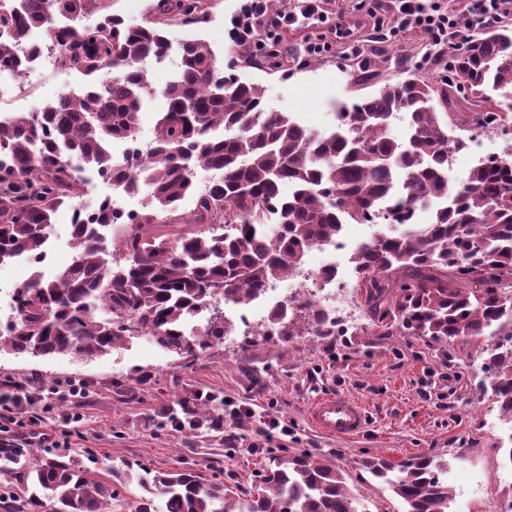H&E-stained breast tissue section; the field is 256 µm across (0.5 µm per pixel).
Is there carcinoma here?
Listing matches in <instances>:
<instances>
[{
  "label": "carcinoma",
  "instance_id": "cac0c4a2",
  "mask_svg": "<svg viewBox=\"0 0 512 512\" xmlns=\"http://www.w3.org/2000/svg\"><path fill=\"white\" fill-rule=\"evenodd\" d=\"M203 0H157L155 18L128 25L109 0H0V66L17 67L32 27L58 66L90 78L35 112L0 117V267L24 254L44 256L45 227L81 195L80 173L100 170L127 193L148 188L146 203L119 218L101 210L107 241L84 224L71 236L75 257L53 277L34 274L14 291L16 315L0 320V351L90 356L149 336L180 356L229 331L217 300L247 302L300 269L309 248L365 224L385 205L408 213L442 201L430 224H404L359 245L352 262L364 316L384 335L435 342L484 339V372L512 422V157L482 161L455 183L450 156L467 148L448 121L491 133L512 123L490 92L512 87V15L481 30L460 50L432 58L453 76L414 71L395 81L353 58L354 84L377 87L317 132L267 104L264 90L224 70L203 41L176 42L169 26L198 23ZM177 54L162 88L149 65ZM166 99L150 154L123 163L115 140H131L140 112ZM406 114L397 140L394 121ZM217 176L204 186L198 170ZM481 280L482 288L472 287ZM211 312L198 334L184 325ZM362 468L386 484L404 512H448V461L422 453L403 462L370 456ZM137 489L114 468L91 470L68 454L1 448L0 477L21 475L35 491L9 486L0 506L40 512H371L348 472L307 450L267 462L236 490L194 469L158 471L137 462Z\"/></svg>",
  "mask_w": 512,
  "mask_h": 512
}]
</instances>
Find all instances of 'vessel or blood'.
I'll list each match as a JSON object with an SVG mask.
<instances>
[{
  "label": "vessel or blood",
  "instance_id": "b4317fda",
  "mask_svg": "<svg viewBox=\"0 0 512 512\" xmlns=\"http://www.w3.org/2000/svg\"><path fill=\"white\" fill-rule=\"evenodd\" d=\"M309 421L323 433L354 438L361 435L369 423V411L361 401L341 393H327L313 400Z\"/></svg>",
  "mask_w": 512,
  "mask_h": 512
}]
</instances>
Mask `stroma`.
Listing matches in <instances>:
<instances>
[{
    "mask_svg": "<svg viewBox=\"0 0 512 512\" xmlns=\"http://www.w3.org/2000/svg\"><path fill=\"white\" fill-rule=\"evenodd\" d=\"M355 3L326 0L329 13H344L350 32L340 35L311 25L281 32V46L290 56L280 69L259 59L243 62L234 51L232 31L247 0H207L204 20L189 31L205 40L242 80L262 87L271 108L322 131L335 123L339 105H352L360 96L352 86L350 58L379 51L381 71L397 79L404 75L398 59L415 62L429 47L422 32L381 37L355 10ZM189 31L170 28L175 38ZM319 35L327 51L307 66H296L293 53ZM71 81L68 74L50 73L45 83L19 90L16 101L0 103V113L36 111ZM448 133L464 136L468 143L453 166L459 182L479 158L512 150V126L478 134L452 125ZM483 359L480 344L469 339L428 343L380 336L360 324L347 336H292L282 329L263 337L215 339L194 357L169 353L144 336L103 355L32 358L2 352L0 380L24 385L37 406L52 407L37 428L30 411L16 414L17 431L36 428L69 439L73 447L92 449L94 468L143 461L171 469L186 462L224 484L245 488L271 455L270 450L251 448L253 431L260 419H279L291 429L282 439L281 454L306 449L339 463L361 484L377 512H403L404 505L362 469L361 460L370 455L399 461L420 452L448 458L450 512H495L500 500L512 498V465L504 453L512 446V424L482 389ZM70 379L88 386L78 423L65 418L72 410L66 388ZM199 391L208 393L211 411H223V432L172 428L171 414ZM336 391L358 399L370 411L369 425L359 438L326 436L308 422L311 401ZM241 404L252 409V416L234 414ZM228 433L238 437L237 447L225 444ZM474 475L482 479L480 488L463 483Z\"/></svg>",
    "mask_w": 512,
    "mask_h": 512,
    "instance_id": "obj_1",
    "label": "stroma"
}]
</instances>
